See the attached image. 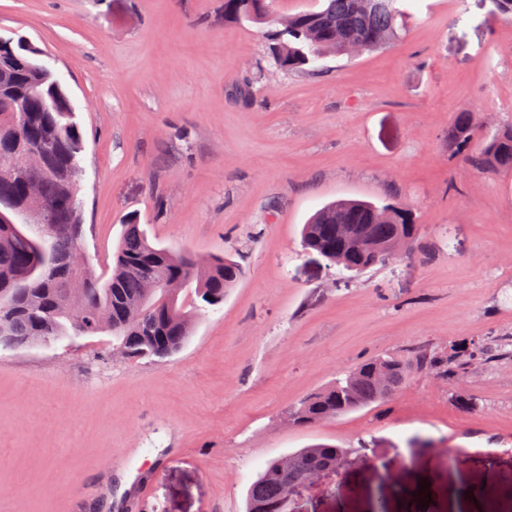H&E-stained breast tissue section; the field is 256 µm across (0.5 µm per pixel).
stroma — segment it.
Segmentation results:
<instances>
[{
  "mask_svg": "<svg viewBox=\"0 0 512 512\" xmlns=\"http://www.w3.org/2000/svg\"><path fill=\"white\" fill-rule=\"evenodd\" d=\"M265 26L224 0H0V35L40 48L76 107L83 251L112 271L124 221L246 276L162 361L112 354L106 334L0 348V512H245L266 463L314 443L352 451L343 478L297 512H371L377 491L458 477L512 512V354L449 378L411 375L393 398L308 427L301 398L378 355L444 356L512 339V171L448 151L455 113L512 126V20L494 0H418L398 40L272 63ZM338 199L412 211L398 255L347 271L301 229ZM485 460L448 468V450Z\"/></svg>",
  "mask_w": 512,
  "mask_h": 512,
  "instance_id": "obj_1",
  "label": "stroma"
}]
</instances>
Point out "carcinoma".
Here are the masks:
<instances>
[{"instance_id": "cac0c4a2", "label": "carcinoma", "mask_w": 512, "mask_h": 512, "mask_svg": "<svg viewBox=\"0 0 512 512\" xmlns=\"http://www.w3.org/2000/svg\"><path fill=\"white\" fill-rule=\"evenodd\" d=\"M416 0H320L317 10L288 16L271 14L270 0H224V23H273L270 32L274 63L286 72L302 71L328 53L343 55L357 43L361 51L389 46L397 37V19L410 15ZM32 43L0 36V70L11 74L10 90L0 79V162L13 165V176L0 180V199L18 203L22 223H0V340L31 347L49 336H112V346L129 359H163L189 341L205 306H218L245 276L232 256L216 255L205 262L189 252H175L148 239L141 225L129 221L117 242L112 273L104 278L90 263L76 268L74 246L83 234L78 187L83 136L74 121L76 109L54 72L40 60ZM28 111L15 112L17 101ZM470 112H457L448 128V150L482 170H512V126L481 139ZM45 146L43 168L27 165L26 152ZM47 218L51 230L43 248L52 259L36 265L38 242L23 230L25 223ZM419 225L412 213L391 203L378 206L360 199H339L317 210L301 230V244L330 264L360 271L379 261L370 249L355 250L361 241L383 248L414 240ZM84 297L80 316L67 305L73 291ZM473 354L438 356L424 350L411 357L369 358L344 377L314 392L293 408L294 424L309 426L379 404L394 396L410 375L444 368L449 375L465 370ZM383 366L384 383L374 371ZM349 450L312 444L267 462L246 494L245 512H280L288 484L306 472L334 467Z\"/></svg>"}]
</instances>
